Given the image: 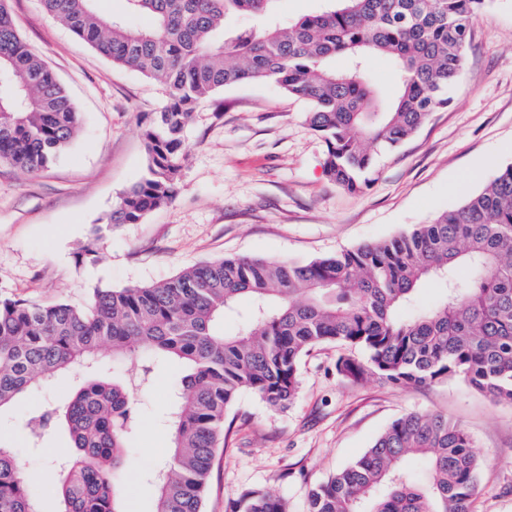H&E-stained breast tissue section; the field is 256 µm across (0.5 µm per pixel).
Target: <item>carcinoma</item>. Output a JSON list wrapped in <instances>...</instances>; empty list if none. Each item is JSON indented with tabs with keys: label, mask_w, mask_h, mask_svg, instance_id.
<instances>
[{
	"label": "carcinoma",
	"mask_w": 512,
	"mask_h": 512,
	"mask_svg": "<svg viewBox=\"0 0 512 512\" xmlns=\"http://www.w3.org/2000/svg\"><path fill=\"white\" fill-rule=\"evenodd\" d=\"M127 16H104L97 0H43L44 9L112 63L163 85L169 101L144 130L145 176L120 197L106 224H136L173 199L188 147L184 128L227 86L271 83L306 99V120L326 144L323 169L358 192L380 157L448 106L470 23L487 0H324L295 21L278 0H126ZM243 15L252 24L230 28ZM144 16L135 26L130 18ZM344 55L339 71L332 59ZM392 60L386 96L369 70ZM79 113L56 74L23 40L0 0V162L35 173L74 139ZM439 290L429 305L420 296ZM251 298L236 331L224 316ZM336 343V374L426 387L461 381L512 404V165L457 207L371 244L305 262L222 258L161 284L96 289L91 303L41 305L0 298V412L40 381L77 375L62 405L26 422L32 444L65 427L70 455L56 459L60 512H125L118 470L137 425L131 380L100 370L107 353L148 352L180 366L166 413L169 455L156 472V512H203L229 407L255 394L286 409L312 348ZM425 462V475L405 466ZM481 459L467 430L438 413L395 419L356 461L311 488L308 512H474ZM40 492L0 443V512H40ZM232 512H288L253 490Z\"/></svg>",
	"instance_id": "cac0c4a2"
}]
</instances>
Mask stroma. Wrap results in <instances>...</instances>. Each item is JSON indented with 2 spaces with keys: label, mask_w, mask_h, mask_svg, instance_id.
Returning a JSON list of instances; mask_svg holds the SVG:
<instances>
[{
  "label": "stroma",
  "mask_w": 512,
  "mask_h": 512,
  "mask_svg": "<svg viewBox=\"0 0 512 512\" xmlns=\"http://www.w3.org/2000/svg\"><path fill=\"white\" fill-rule=\"evenodd\" d=\"M20 32L68 89L80 114L69 150L27 174L0 163V296L39 304L87 305L95 289L165 282L195 264L248 256L306 261L387 238L459 205L512 164V0H489L473 19L460 81L446 108L385 154L370 183L350 192L323 173L325 144L308 125V103L266 83L224 88L185 128L189 146L174 199L139 223L116 224L93 255V225L147 170L143 131L167 102L164 88L112 64L53 20L42 0H12ZM339 346L315 347L300 366L287 409L250 393L229 411L204 512H228L251 490L272 492L288 512H307L309 488L360 456L392 420L437 412L461 423L482 460L477 512H512V406L461 382L425 388L354 384L335 370ZM177 367L156 366L136 392L140 423L120 470L126 512H156L151 472L169 451L163 426ZM74 378L42 381L0 413V442L15 448L41 512H59L48 483L61 431L39 447L24 424Z\"/></svg>",
  "instance_id": "obj_1"
}]
</instances>
